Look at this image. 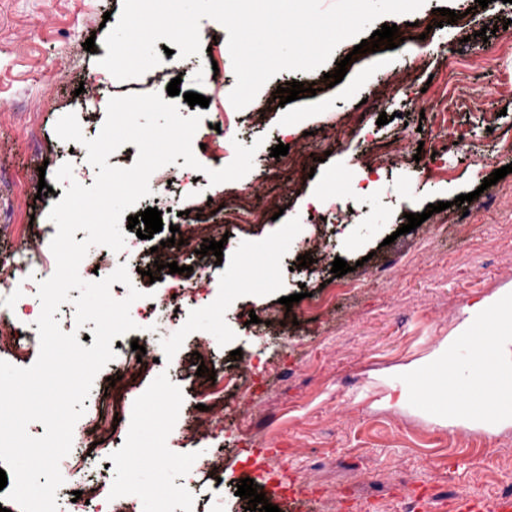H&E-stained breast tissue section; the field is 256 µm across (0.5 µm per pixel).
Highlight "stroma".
I'll list each match as a JSON object with an SVG mask.
<instances>
[{"instance_id": "obj_1", "label": "stroma", "mask_w": 512, "mask_h": 512, "mask_svg": "<svg viewBox=\"0 0 512 512\" xmlns=\"http://www.w3.org/2000/svg\"><path fill=\"white\" fill-rule=\"evenodd\" d=\"M444 8L457 21L442 20ZM121 9L122 0H0V257L26 238L49 251L62 164L84 168L85 184L95 180L83 142L98 136L106 114L83 111L79 85L109 99L145 82L116 80L83 48L104 13L116 18ZM510 20L512 0L493 10L475 0H426L414 12L383 16L401 43L359 55L340 83L329 85L326 75L356 46L353 38L322 68L278 73L240 110L229 100L236 79L220 23L201 19L199 54L163 56L156 71L163 83L180 79L181 115L194 112L185 93L203 95L210 103L200 132L224 124L227 138L257 152L247 175L217 185L205 171L226 166L233 153L204 158L201 172L176 167L167 195L136 206L158 209L162 231L149 239L126 233L149 265L170 254V228L185 210L199 212L206 239L224 242L219 258L199 255V241L182 245V260L205 270L196 301L178 312L160 309L120 337L124 346L147 340L166 358L126 394L121 433L96 447L73 432L74 447L100 465L148 449L134 473H111L115 489L134 487V512H185L188 479L196 512H246L236 494L245 478L281 512H319L328 452L357 478L341 491L340 512H374L381 503L403 512L409 496L423 497L428 512H458L467 497L495 512L512 498V404L465 415L444 403L445 394L478 386L479 359L459 331L469 307L512 293V173L483 184L512 163V41L502 31ZM486 25L495 34L479 37ZM487 44L498 60L482 67L477 54ZM293 80L316 85V95L279 104L277 87ZM71 112L83 142L56 135L57 121ZM383 113L385 125L377 122ZM400 138L408 146L400 161L366 171V159ZM423 141L433 153H418ZM281 143L302 155L298 166L282 168L272 157ZM310 154L316 162H307ZM432 157L445 162L442 173L413 176L417 160ZM42 181L52 189L44 197ZM468 193L473 201L455 206ZM329 199L332 216L323 208ZM440 201L445 210L397 235L405 214ZM320 238L333 240V256L299 267L298 256L315 253ZM337 257L353 272L332 277ZM300 291L304 299L283 305ZM197 336L212 341L201 361L192 356ZM237 349L253 367L247 393L217 391L196 375L202 365L232 375ZM175 358L192 374L170 367ZM181 419L186 434L166 436ZM269 448L284 449L299 476L316 472L308 499L268 487L257 464ZM207 459L222 464L223 487L200 468Z\"/></svg>"}]
</instances>
